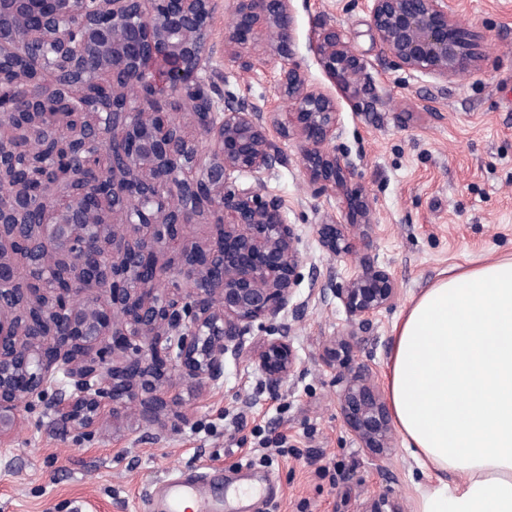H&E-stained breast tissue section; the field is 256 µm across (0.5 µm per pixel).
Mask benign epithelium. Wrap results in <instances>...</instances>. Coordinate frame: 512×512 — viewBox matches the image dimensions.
I'll list each match as a JSON object with an SVG mask.
<instances>
[{
  "label": "benign epithelium",
  "mask_w": 512,
  "mask_h": 512,
  "mask_svg": "<svg viewBox=\"0 0 512 512\" xmlns=\"http://www.w3.org/2000/svg\"><path fill=\"white\" fill-rule=\"evenodd\" d=\"M224 56L247 69L258 51L280 63L261 109L213 79L216 0H0V84L33 89L0 112V224L26 225L43 258L21 261L0 233V441L37 404L59 436L88 438L100 420L131 433L163 431L187 417L181 387L212 388L227 355L248 354L272 389L300 368L287 336L247 342L255 325L285 316L302 264L285 203L262 177L275 139H296L309 183L343 190L345 208L374 225L354 172L327 150L336 99L308 85L294 61L291 0H229ZM380 56L447 89L474 68L473 37L448 0H371ZM323 71L352 101L366 63L331 24L319 27ZM103 89L88 98L75 81ZM249 176L251 183L238 181ZM195 224L214 244L189 240ZM320 246L350 255L356 243L336 214L317 228ZM399 288L370 263L331 289L362 329ZM355 335L335 336L324 364L336 371L343 422L377 459L393 448L391 416L369 369L349 362ZM357 512H402L380 494Z\"/></svg>",
  "instance_id": "benign-epithelium-1"
}]
</instances>
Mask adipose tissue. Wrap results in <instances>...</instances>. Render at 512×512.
Wrapping results in <instances>:
<instances>
[{"instance_id":"1","label":"adipose tissue","mask_w":512,"mask_h":512,"mask_svg":"<svg viewBox=\"0 0 512 512\" xmlns=\"http://www.w3.org/2000/svg\"><path fill=\"white\" fill-rule=\"evenodd\" d=\"M386 397L427 477L413 512H512V257L453 267L411 302Z\"/></svg>"}]
</instances>
